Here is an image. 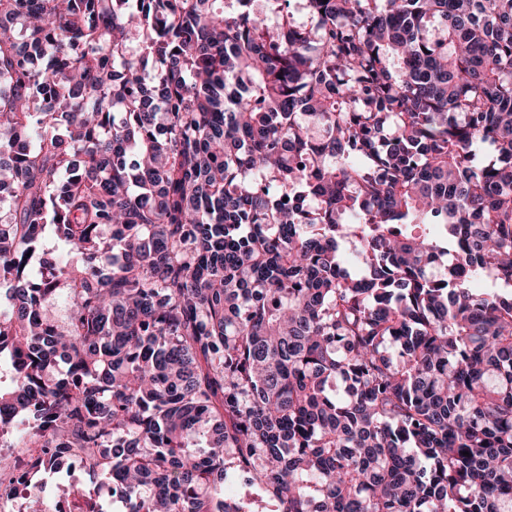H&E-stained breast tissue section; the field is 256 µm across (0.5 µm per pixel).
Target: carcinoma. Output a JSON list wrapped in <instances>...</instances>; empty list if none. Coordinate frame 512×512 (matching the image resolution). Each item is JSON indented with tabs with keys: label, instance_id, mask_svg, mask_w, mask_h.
Segmentation results:
<instances>
[{
	"label": "carcinoma",
	"instance_id": "1",
	"mask_svg": "<svg viewBox=\"0 0 512 512\" xmlns=\"http://www.w3.org/2000/svg\"><path fill=\"white\" fill-rule=\"evenodd\" d=\"M254 2L0 0V441L124 512H512V0Z\"/></svg>",
	"mask_w": 512,
	"mask_h": 512
}]
</instances>
